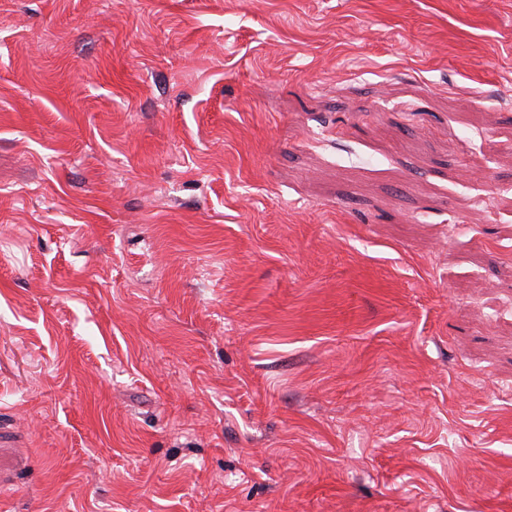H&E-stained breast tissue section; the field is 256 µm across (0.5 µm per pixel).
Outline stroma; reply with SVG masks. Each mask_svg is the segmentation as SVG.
Wrapping results in <instances>:
<instances>
[{"label": "stroma", "mask_w": 512, "mask_h": 512, "mask_svg": "<svg viewBox=\"0 0 512 512\" xmlns=\"http://www.w3.org/2000/svg\"><path fill=\"white\" fill-rule=\"evenodd\" d=\"M0 512H512V0H0Z\"/></svg>", "instance_id": "stroma-1"}]
</instances>
